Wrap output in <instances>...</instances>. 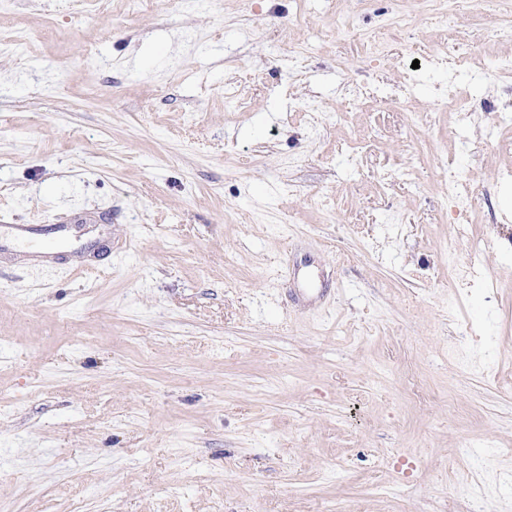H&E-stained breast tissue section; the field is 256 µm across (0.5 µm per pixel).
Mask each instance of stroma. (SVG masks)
<instances>
[{
    "mask_svg": "<svg viewBox=\"0 0 512 512\" xmlns=\"http://www.w3.org/2000/svg\"><path fill=\"white\" fill-rule=\"evenodd\" d=\"M435 5L0 0V224L95 250L0 260V512H512V83L455 119Z\"/></svg>",
    "mask_w": 512,
    "mask_h": 512,
    "instance_id": "obj_1",
    "label": "stroma"
}]
</instances>
